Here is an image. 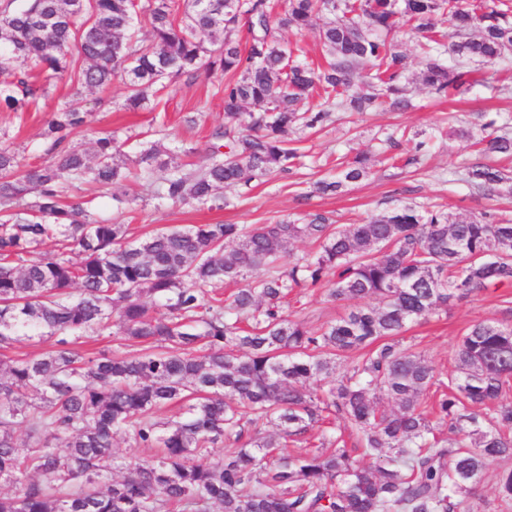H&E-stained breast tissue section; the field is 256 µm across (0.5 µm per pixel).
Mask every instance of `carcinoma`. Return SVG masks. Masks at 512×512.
Returning <instances> with one entry per match:
<instances>
[{
  "label": "carcinoma",
  "mask_w": 512,
  "mask_h": 512,
  "mask_svg": "<svg viewBox=\"0 0 512 512\" xmlns=\"http://www.w3.org/2000/svg\"><path fill=\"white\" fill-rule=\"evenodd\" d=\"M14 2L0 7V112L30 111L66 75L93 90L118 73L122 107L136 111L157 86L203 71L224 77V125L193 176L160 140L130 156L104 133L88 156L70 141L87 113L68 101L48 122L49 164L27 166L0 143V351L54 340L41 357L0 360V486L16 488L0 493V512H461L486 460H512V323L471 326L446 385L396 337L454 298L512 285L511 218L484 223L403 204L363 224L315 213L303 224H197L133 239L129 225L93 218L72 190H108L158 169L160 201L222 210L223 189L291 174L300 159L291 135L333 122L332 110L364 112L380 97L408 106L394 41L404 27L426 35L423 85L439 95L497 91L485 66L512 48L506 0H285L276 16L270 0H184L179 25L174 0ZM139 15L151 23L147 44L135 35ZM447 17L448 43L435 38ZM309 29L327 56L322 69L293 58L280 36ZM21 58L30 63L23 77L14 72ZM315 94L328 107L300 111ZM492 126L460 135L512 156V137ZM367 162L364 153L339 162L314 192L367 177ZM468 177L488 192L512 181L486 163ZM299 239L318 251L295 255L288 245ZM49 241L56 249L30 259ZM257 269L264 275L248 281ZM217 282L242 287L225 298ZM323 285L351 302L345 315L314 331L284 313L288 289ZM89 332L115 335L118 348L79 353L73 345ZM129 341L143 352L120 350ZM359 349L366 354L350 374L336 375V361ZM311 380L324 382L322 396L307 391ZM383 396L396 408L380 409ZM173 403L183 416L159 421ZM331 415L336 431L322 434L323 450L288 453ZM269 425L276 432L266 436ZM438 425L456 439L437 436ZM121 429L158 453L119 459L112 439ZM349 429L360 436L354 448ZM226 441L241 447L216 455ZM357 452L375 466L360 465ZM498 493L512 501V467Z\"/></svg>",
  "instance_id": "cac0c4a2"
}]
</instances>
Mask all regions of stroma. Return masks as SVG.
<instances>
[{
  "label": "stroma",
  "instance_id": "35a3bbf8",
  "mask_svg": "<svg viewBox=\"0 0 512 512\" xmlns=\"http://www.w3.org/2000/svg\"><path fill=\"white\" fill-rule=\"evenodd\" d=\"M399 49L406 57L404 85L412 106L405 111L380 107L362 114L340 112L335 124L300 132L294 142L303 163L285 178L274 177L247 194L225 189L228 206L209 210L192 203L159 204L144 182L131 181L123 189L134 202L118 209L109 192L84 186L81 194L92 213L103 221L128 224L140 237L164 226L196 224H271L281 219L303 223L310 213H322L336 224H360L411 203L423 209H445L460 218L489 221L501 213L512 215V192L491 195L467 179V167L478 161L475 148L456 137L459 129L512 117V93L505 95L480 87L464 89L448 97L437 96L422 86L418 35L403 30ZM223 77L186 76L170 82L135 112L122 111L126 94L122 77L94 91H75L69 78L54 80L37 108L28 112H0V136L25 163L47 162L46 130L59 102L70 100L87 112L88 123L77 130L75 145L92 149L100 133L109 132L126 152L145 139H164L181 150L184 172L199 171L207 162L205 147L213 130L224 123ZM391 132L402 134L398 148L401 160L382 161L381 142ZM370 153V174L334 194H317L311 186L336 175L337 158L359 152ZM288 312L292 319L315 329L337 319L347 302L331 299L326 289L308 295L291 290ZM512 319V286L477 292L452 301L447 310L412 324L401 338L403 345L420 352L440 381L456 373L454 351L460 337L475 323ZM505 462L489 461L475 496L466 504L468 512H512L498 496L497 482Z\"/></svg>",
  "mask_w": 512,
  "mask_h": 512
}]
</instances>
